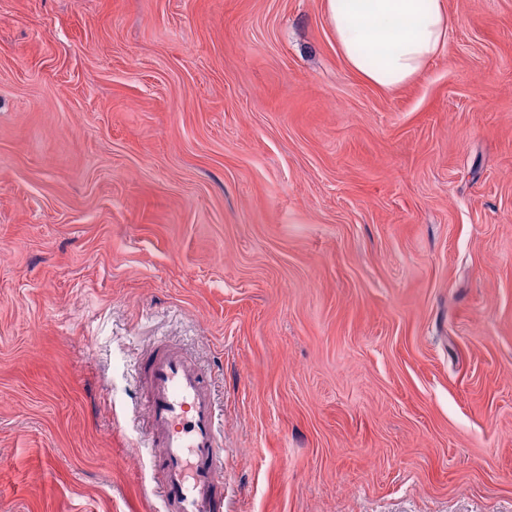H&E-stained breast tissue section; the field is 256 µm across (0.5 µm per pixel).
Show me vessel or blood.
Wrapping results in <instances>:
<instances>
[{
    "mask_svg": "<svg viewBox=\"0 0 512 512\" xmlns=\"http://www.w3.org/2000/svg\"><path fill=\"white\" fill-rule=\"evenodd\" d=\"M141 371L161 512H224V440L211 381L182 348L164 342Z\"/></svg>",
    "mask_w": 512,
    "mask_h": 512,
    "instance_id": "1",
    "label": "vessel or blood"
}]
</instances>
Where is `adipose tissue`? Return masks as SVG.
<instances>
[{"label": "adipose tissue", "instance_id": "1", "mask_svg": "<svg viewBox=\"0 0 512 512\" xmlns=\"http://www.w3.org/2000/svg\"><path fill=\"white\" fill-rule=\"evenodd\" d=\"M326 15L348 65L386 89L413 81L446 46V0H325Z\"/></svg>", "mask_w": 512, "mask_h": 512}]
</instances>
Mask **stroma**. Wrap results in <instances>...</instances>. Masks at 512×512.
Listing matches in <instances>:
<instances>
[{
  "mask_svg": "<svg viewBox=\"0 0 512 512\" xmlns=\"http://www.w3.org/2000/svg\"><path fill=\"white\" fill-rule=\"evenodd\" d=\"M411 83L325 0H0V512H156L141 356L224 512H512V0ZM140 368L160 511L224 512V440L211 381L182 348L164 342Z\"/></svg>",
  "mask_w": 512,
  "mask_h": 512,
  "instance_id": "35a3bbf8",
  "label": "stroma"
}]
</instances>
